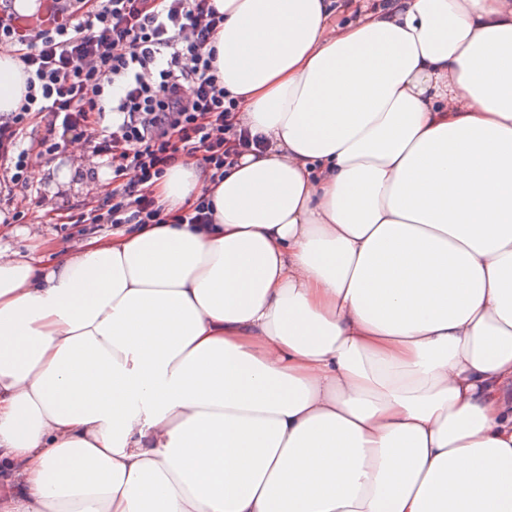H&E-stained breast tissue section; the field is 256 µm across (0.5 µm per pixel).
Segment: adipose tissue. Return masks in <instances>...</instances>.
<instances>
[{
	"instance_id": "ef3b65f1",
	"label": "adipose tissue",
	"mask_w": 512,
	"mask_h": 512,
	"mask_svg": "<svg viewBox=\"0 0 512 512\" xmlns=\"http://www.w3.org/2000/svg\"><path fill=\"white\" fill-rule=\"evenodd\" d=\"M214 4L269 145L0 249V512H512V0Z\"/></svg>"
}]
</instances>
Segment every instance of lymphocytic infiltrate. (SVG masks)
Wrapping results in <instances>:
<instances>
[{
	"mask_svg": "<svg viewBox=\"0 0 512 512\" xmlns=\"http://www.w3.org/2000/svg\"><path fill=\"white\" fill-rule=\"evenodd\" d=\"M43 11L37 24L0 11V51L25 75L20 106L0 114L10 184L26 185L35 158L91 131L95 154L112 162L114 186L106 209L73 215L72 223H212L206 196L167 214L152 187L182 158L223 179L225 168L265 144L232 121L239 101L214 65L224 15L213 0H44ZM106 112L112 122L99 126ZM37 118L47 134L26 140Z\"/></svg>",
	"mask_w": 512,
	"mask_h": 512,
	"instance_id": "1",
	"label": "lymphocytic infiltrate"
}]
</instances>
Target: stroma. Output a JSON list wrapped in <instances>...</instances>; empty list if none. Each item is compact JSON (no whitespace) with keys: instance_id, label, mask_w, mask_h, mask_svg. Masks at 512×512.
<instances>
[{"instance_id":"stroma-1","label":"stroma","mask_w":512,"mask_h":512,"mask_svg":"<svg viewBox=\"0 0 512 512\" xmlns=\"http://www.w3.org/2000/svg\"><path fill=\"white\" fill-rule=\"evenodd\" d=\"M40 179L30 180L27 189L15 191L0 201L4 209L24 211V224L0 223V245L25 254L32 245L30 232L71 245L96 233L111 232V225L71 224L69 213L100 205L96 193L100 182L111 181L108 158L92 155L86 141L71 142L59 152L39 160Z\"/></svg>"}]
</instances>
